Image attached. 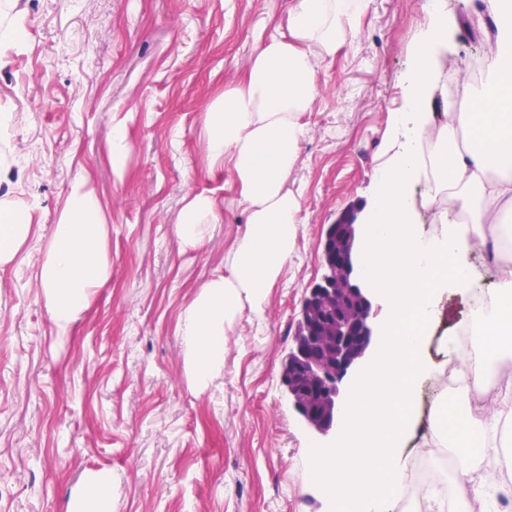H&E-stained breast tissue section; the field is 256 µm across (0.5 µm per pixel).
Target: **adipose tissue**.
<instances>
[{
	"label": "adipose tissue",
	"instance_id": "ef3b65f1",
	"mask_svg": "<svg viewBox=\"0 0 512 512\" xmlns=\"http://www.w3.org/2000/svg\"><path fill=\"white\" fill-rule=\"evenodd\" d=\"M349 0H296L288 31L257 35L244 74L203 116L209 166L228 168L240 188L247 230L235 250L229 274L205 282L182 314L178 332L186 350L193 387L205 391L224 363V337L243 308L262 312L267 290L287 261L298 222L299 201L288 187L306 128L301 121L316 97V74L335 54L357 18ZM496 30L486 65L493 78L467 105L449 107L437 124L426 100L448 45L447 0H432L422 37L413 48L406 86L407 107L397 113L389 136V158L379 174V193L368 214L374 232L365 251L374 263L369 279L383 288L391 310L377 356L386 377L363 379L345 408L347 449L331 448L319 475L336 485L334 512H383L398 494L404 474L398 449L415 425L417 382L429 372L419 351L436 316L435 298L448 285L470 287L465 258L472 244L496 237L504 212L512 211V0H490ZM428 189L427 201L443 200L467 211L464 224L449 225L426 239L417 221L411 190ZM220 220L211 197L193 196L177 213L183 244L200 245L209 225ZM27 209L0 202V265L11 262L30 234ZM107 227L98 202L73 187L56 224L41 268L44 296L59 330H67L95 288L110 277ZM494 312L477 324L478 344L512 352V271L500 273L492 294ZM494 407L476 427L459 430L456 447L473 437L482 446L472 457L462 488L480 498L478 471L484 457L498 454L512 429V400L494 398Z\"/></svg>",
	"mask_w": 512,
	"mask_h": 512
}]
</instances>
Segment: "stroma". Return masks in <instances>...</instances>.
I'll return each mask as SVG.
<instances>
[{
    "mask_svg": "<svg viewBox=\"0 0 512 512\" xmlns=\"http://www.w3.org/2000/svg\"><path fill=\"white\" fill-rule=\"evenodd\" d=\"M444 79H467L489 43L488 8L447 0ZM293 0H0V200L27 206L31 231L0 265V512H66L89 478L112 473V512H330L312 471L337 435L309 430L288 402L283 361L307 288L323 274L327 225L377 193L384 140L429 0H369L357 34L317 73L308 134L288 180L299 193L293 251L262 315L243 310L224 365L194 389L177 326L200 287L226 273L247 215L228 170L209 169L202 115L243 73L254 35L287 30ZM125 166L109 161L114 126ZM100 202L111 279L67 335L50 318L40 270L74 185ZM212 196L219 224L197 248L174 218ZM421 357L449 361L470 321L451 288Z\"/></svg>",
    "mask_w": 512,
    "mask_h": 512,
    "instance_id": "1",
    "label": "stroma"
}]
</instances>
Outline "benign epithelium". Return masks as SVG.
I'll use <instances>...</instances> for the list:
<instances>
[{"label":"benign epithelium","instance_id":"benign-epithelium-1","mask_svg":"<svg viewBox=\"0 0 512 512\" xmlns=\"http://www.w3.org/2000/svg\"><path fill=\"white\" fill-rule=\"evenodd\" d=\"M360 213L348 210L325 231V272L302 302L281 374L297 414L323 436L336 432L351 373L382 336L375 321L378 295L365 286L356 252Z\"/></svg>","mask_w":512,"mask_h":512}]
</instances>
